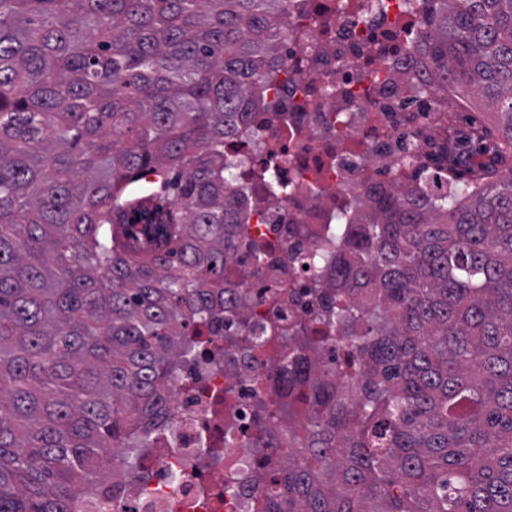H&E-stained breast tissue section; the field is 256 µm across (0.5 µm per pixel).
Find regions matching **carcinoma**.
<instances>
[{"mask_svg":"<svg viewBox=\"0 0 512 512\" xmlns=\"http://www.w3.org/2000/svg\"><path fill=\"white\" fill-rule=\"evenodd\" d=\"M432 79L499 114L512 0H426ZM287 0H0V512H70L165 429L248 237L224 140L277 107ZM271 322L234 335L254 349ZM265 512H512V169L378 195L336 245ZM196 336L192 347L181 339Z\"/></svg>","mask_w":512,"mask_h":512,"instance_id":"carcinoma-1","label":"carcinoma"}]
</instances>
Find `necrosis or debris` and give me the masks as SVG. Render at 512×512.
Masks as SVG:
<instances>
[{"instance_id": "4bbe7bcc", "label": "necrosis or debris", "mask_w": 512, "mask_h": 512, "mask_svg": "<svg viewBox=\"0 0 512 512\" xmlns=\"http://www.w3.org/2000/svg\"><path fill=\"white\" fill-rule=\"evenodd\" d=\"M425 16L423 0H288L285 69L269 89L278 107L249 113L224 144L240 162L234 187L253 203L245 230L267 248L261 276L242 277V256L224 273L249 324L314 322L326 299L311 293L291 254L316 256L328 277L324 255L341 225L385 186L415 183L437 152L456 102L412 49ZM336 356L329 342L311 352L288 342L250 351L215 327L210 345L174 371L168 430L136 464L109 451L105 466L126 471L124 484H93L71 512H258L287 422L306 413L276 377Z\"/></svg>"}]
</instances>
